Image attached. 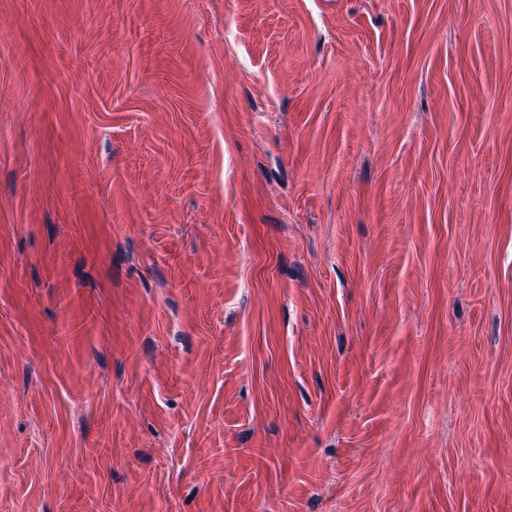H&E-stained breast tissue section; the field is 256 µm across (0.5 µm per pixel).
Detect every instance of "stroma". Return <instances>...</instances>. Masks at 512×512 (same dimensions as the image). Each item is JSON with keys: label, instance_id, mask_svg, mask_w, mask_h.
<instances>
[{"label": "stroma", "instance_id": "35a3bbf8", "mask_svg": "<svg viewBox=\"0 0 512 512\" xmlns=\"http://www.w3.org/2000/svg\"><path fill=\"white\" fill-rule=\"evenodd\" d=\"M0 512H512V0H0Z\"/></svg>", "mask_w": 512, "mask_h": 512}]
</instances>
